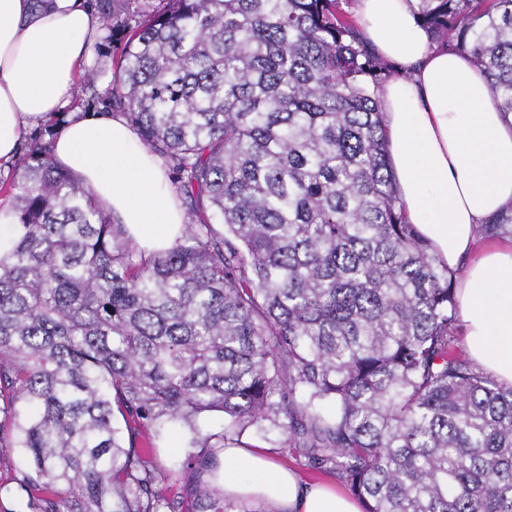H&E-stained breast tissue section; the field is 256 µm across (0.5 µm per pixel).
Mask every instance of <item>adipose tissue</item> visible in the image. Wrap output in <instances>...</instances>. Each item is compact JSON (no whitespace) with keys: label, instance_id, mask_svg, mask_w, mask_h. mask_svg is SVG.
Here are the masks:
<instances>
[{"label":"adipose tissue","instance_id":"1","mask_svg":"<svg viewBox=\"0 0 512 512\" xmlns=\"http://www.w3.org/2000/svg\"><path fill=\"white\" fill-rule=\"evenodd\" d=\"M353 12L374 50L403 71L378 97L406 217L459 273L470 359L512 386V238L486 244L478 232L512 209V117L493 105L468 55L429 39L417 0H354ZM98 30L87 0H0V161L15 157L25 127L66 106ZM52 155L145 254L181 236L185 214L161 162L122 116L72 113ZM204 478L225 498L260 499L273 512H362L340 488L302 481L256 446L225 447Z\"/></svg>","mask_w":512,"mask_h":512}]
</instances>
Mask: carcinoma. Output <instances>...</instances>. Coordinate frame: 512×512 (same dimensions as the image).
<instances>
[{"label":"carcinoma","mask_w":512,"mask_h":512,"mask_svg":"<svg viewBox=\"0 0 512 512\" xmlns=\"http://www.w3.org/2000/svg\"><path fill=\"white\" fill-rule=\"evenodd\" d=\"M89 3L120 43L90 97L165 160L191 223L137 254L36 137L0 184V469L25 454L5 481L29 512H233L200 476L272 428L366 512H512V387L458 350L455 275L389 168L398 66L342 0ZM417 19L512 114V0H419ZM481 233L512 236V211ZM213 412L219 435L197 427ZM181 426L199 453L179 491L151 451Z\"/></svg>","instance_id":"obj_1"}]
</instances>
